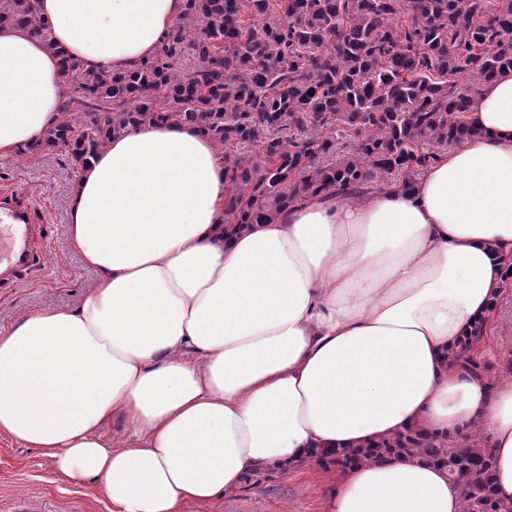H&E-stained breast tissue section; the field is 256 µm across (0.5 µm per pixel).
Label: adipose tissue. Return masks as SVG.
<instances>
[{"label":"adipose tissue","instance_id":"ef3b65f1","mask_svg":"<svg viewBox=\"0 0 512 512\" xmlns=\"http://www.w3.org/2000/svg\"><path fill=\"white\" fill-rule=\"evenodd\" d=\"M183 0H36L55 42L123 70L152 57ZM58 59L0 28V157L57 117ZM474 137L412 187L304 198L225 224L226 165L186 124L113 137L71 190L68 232L98 280L73 308L0 332V438L88 480L112 512H184L249 473L424 431L490 442L512 500V381L455 355L512 263V69L481 85ZM329 512H464L420 453L346 468Z\"/></svg>","mask_w":512,"mask_h":512}]
</instances>
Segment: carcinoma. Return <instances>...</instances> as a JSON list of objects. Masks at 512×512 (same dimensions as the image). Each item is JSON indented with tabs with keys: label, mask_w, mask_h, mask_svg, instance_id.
Masks as SVG:
<instances>
[{
	"label": "carcinoma",
	"mask_w": 512,
	"mask_h": 512,
	"mask_svg": "<svg viewBox=\"0 0 512 512\" xmlns=\"http://www.w3.org/2000/svg\"><path fill=\"white\" fill-rule=\"evenodd\" d=\"M183 0L154 56L128 70L91 68L52 40L35 0H0V28L57 54L73 94L29 148L63 146L79 163L136 125L194 124L224 158V223L265 224L308 195L361 197L393 175L410 188L436 151L475 135V97L459 86L512 69V0ZM199 66L186 73L179 61ZM340 139L354 143L326 163ZM389 452L420 451L458 481L466 512H512L494 490L485 439L443 453L420 434Z\"/></svg>",
	"instance_id": "cac0c4a2"
}]
</instances>
